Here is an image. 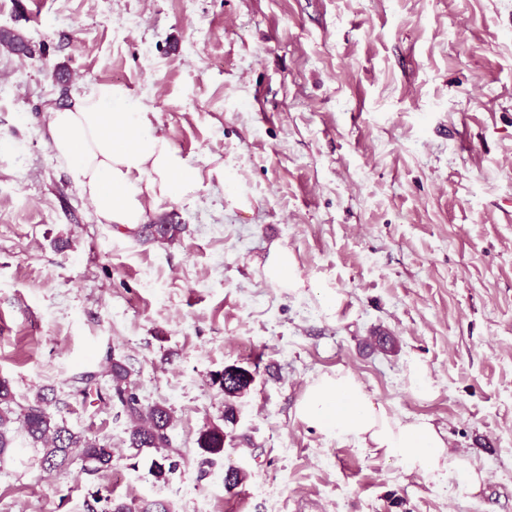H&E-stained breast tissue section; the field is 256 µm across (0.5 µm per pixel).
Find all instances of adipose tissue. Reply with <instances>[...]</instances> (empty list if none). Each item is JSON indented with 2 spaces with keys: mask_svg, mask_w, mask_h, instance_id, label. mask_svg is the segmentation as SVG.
Wrapping results in <instances>:
<instances>
[{
  "mask_svg": "<svg viewBox=\"0 0 512 512\" xmlns=\"http://www.w3.org/2000/svg\"><path fill=\"white\" fill-rule=\"evenodd\" d=\"M47 131L55 158L93 204L99 223L137 229L146 222L148 207L194 197L202 187L200 169L158 133L151 112L125 85L95 84L74 94L65 106L49 109ZM263 273L290 291L304 286L292 253L278 244L270 247ZM295 415L329 437L380 451L407 471L455 478L472 492L485 479L469 460L448 452L429 419L392 416L348 370L313 379Z\"/></svg>",
  "mask_w": 512,
  "mask_h": 512,
  "instance_id": "adipose-tissue-1",
  "label": "adipose tissue"
}]
</instances>
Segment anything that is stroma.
Wrapping results in <instances>:
<instances>
[{
    "label": "stroma",
    "instance_id": "obj_1",
    "mask_svg": "<svg viewBox=\"0 0 512 512\" xmlns=\"http://www.w3.org/2000/svg\"><path fill=\"white\" fill-rule=\"evenodd\" d=\"M0 379L47 393L111 467L42 471L17 436L0 512H102L104 498L172 512H512V0H0ZM120 83L204 172L195 199L149 210L175 241L97 221L54 157L45 113ZM250 201L231 208L212 160ZM305 286L262 271L272 243ZM334 288L337 320L317 289ZM394 336L381 351L372 336ZM171 409L178 469L127 444V416L73 391L110 385ZM435 393L416 397L410 359ZM249 369L224 420L217 374ZM345 368L398 417H426L486 470L479 492L404 471L296 419L308 382ZM223 427L206 456L203 429ZM247 474L224 488V472ZM0 46L9 52L25 57L32 56L33 50L22 34L12 29H0ZM198 444L207 454H222L224 452V431L216 427H208L201 431Z\"/></svg>",
    "mask_w": 512,
    "mask_h": 512
}]
</instances>
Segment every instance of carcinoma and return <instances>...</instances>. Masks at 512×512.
Listing matches in <instances>:
<instances>
[{"label":"carcinoma","instance_id":"carcinoma-1","mask_svg":"<svg viewBox=\"0 0 512 512\" xmlns=\"http://www.w3.org/2000/svg\"><path fill=\"white\" fill-rule=\"evenodd\" d=\"M0 46L15 55L28 57L33 50L22 34L12 29H0ZM149 235L159 242H171L182 231L179 224H151L146 226ZM112 384L107 393L108 399L118 402L130 420L128 447L140 451L153 448L159 456L152 461V474L157 480H164L173 473L177 461L166 453L169 448V431L174 419L170 410L161 405L144 407L131 380V372L121 361L112 360ZM215 382L224 392V419L234 418L232 399L246 390L252 382L250 371L243 367H228L218 375ZM51 399L40 393L34 402L21 405L16 402L9 382L0 379V463L4 462L13 449V424L23 432L33 446L42 448L39 465L49 472H66L70 465L79 460L81 469L97 473L110 468L112 447L89 435L71 430L64 422L48 411ZM199 448L210 455L224 453V431L209 427L200 432ZM103 512H171L163 502H153L141 509L116 499L105 498Z\"/></svg>","mask_w":512,"mask_h":512}]
</instances>
